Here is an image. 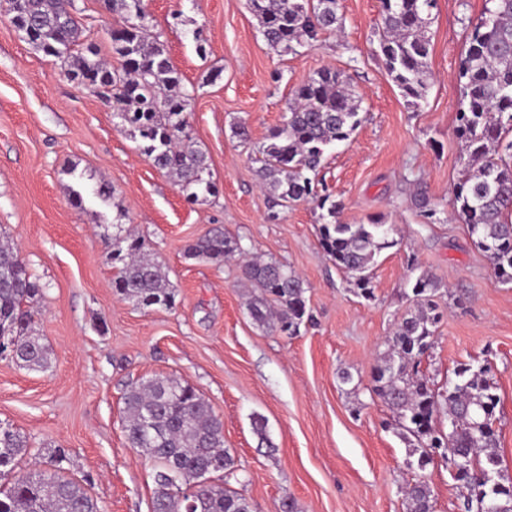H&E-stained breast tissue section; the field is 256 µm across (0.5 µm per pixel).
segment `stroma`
Wrapping results in <instances>:
<instances>
[{"mask_svg": "<svg viewBox=\"0 0 512 512\" xmlns=\"http://www.w3.org/2000/svg\"><path fill=\"white\" fill-rule=\"evenodd\" d=\"M483 4L437 0L429 91L415 109L376 57L379 0H341V32L288 55L268 47L247 0H146L149 30L182 74L191 135L219 189L195 201L141 155L111 107L22 38L0 5V238L40 279L34 330L51 354L44 371L0 357V426L33 448L67 449L74 477L90 476L100 512H150L152 464L126 440L123 394L132 383L173 377L194 386L222 420L237 466L228 485L253 512H279L286 496L297 512H406L402 487L414 475L408 449L392 411L366 386L384 340L412 306L416 268L440 281L447 311L421 367L442 384L458 363H491L501 398L499 453L512 478V287L451 218L450 189L462 170L457 75L466 25ZM75 5L81 42H95L112 60L107 29L115 14L103 0ZM200 28L202 54L193 37ZM323 68L349 77L364 121L349 141L327 149L320 175L343 205L341 221L377 216L400 239L378 258L370 301L349 291L322 250L319 209L277 206L250 160L281 123L293 90ZM240 120L250 145L231 131ZM99 183L113 188L107 201L71 205L73 191ZM419 189L438 205L435 223L410 202ZM117 224L140 235L162 265L173 308L145 309L115 293L106 236ZM213 227L302 277L312 318L299 335L253 323L236 262L185 258ZM344 371L362 389L343 384ZM257 419L271 447L260 445ZM425 474L434 512H458L463 487L445 462L435 460Z\"/></svg>", "mask_w": 512, "mask_h": 512, "instance_id": "stroma-1", "label": "stroma"}]
</instances>
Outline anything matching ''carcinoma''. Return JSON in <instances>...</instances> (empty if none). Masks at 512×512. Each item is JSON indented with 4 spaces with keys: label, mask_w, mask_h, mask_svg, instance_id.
<instances>
[{
    "label": "carcinoma",
    "mask_w": 512,
    "mask_h": 512,
    "mask_svg": "<svg viewBox=\"0 0 512 512\" xmlns=\"http://www.w3.org/2000/svg\"><path fill=\"white\" fill-rule=\"evenodd\" d=\"M121 22L108 30L115 70L90 43L77 50L80 22L74 0H10L21 26L31 30L35 49L66 65L65 74L102 96L122 125L138 135L142 154L171 175L187 198L214 195L206 155L194 148L186 112L191 96L157 36L148 34L145 0H105ZM435 0H380L379 49L388 75L407 104L420 106L429 85L431 9ZM268 46L280 55L312 47L341 27L339 0H247ZM468 48L459 68L461 98L456 132L464 166L452 188L453 220L464 225L495 276L512 285V0H484L469 20ZM361 103L340 71L323 68L298 86L282 122L258 148L262 184L277 194L276 205L312 201L322 210L319 243L349 289L374 296L373 271L382 251L399 240L379 218L345 224L342 203L318 194L315 177L326 149L351 138L360 126ZM129 231L112 236V283L116 293L144 308L169 307L172 286L159 262L143 253ZM242 253L240 242L216 227L185 250L189 259L224 263ZM242 279L253 289L250 317L271 332L296 336L310 320L305 283L276 260H250ZM439 282L422 273L412 282L414 307L397 321L386 349L371 370V393L394 413L399 437L418 455L416 478L402 488L408 512H433V490L423 474L434 452L451 464V477L468 489L460 512H512V481L491 486L488 472L500 467L495 423L500 397L488 363H461L456 380L439 386L421 370L444 312L434 300ZM41 296L36 275L14 247L0 244V338L14 340L16 362L31 369L49 365L47 347L33 333ZM128 443L152 460L153 512H252L249 501L210 482L188 491L187 479L209 469L229 478L235 460L224 448L222 421L191 385L174 378L131 384L123 395ZM448 417V430L438 425ZM31 455L26 436L0 427V512H99L84 483L69 476L63 448L34 454L32 468L16 469Z\"/></svg>",
    "instance_id": "obj_1"
}]
</instances>
